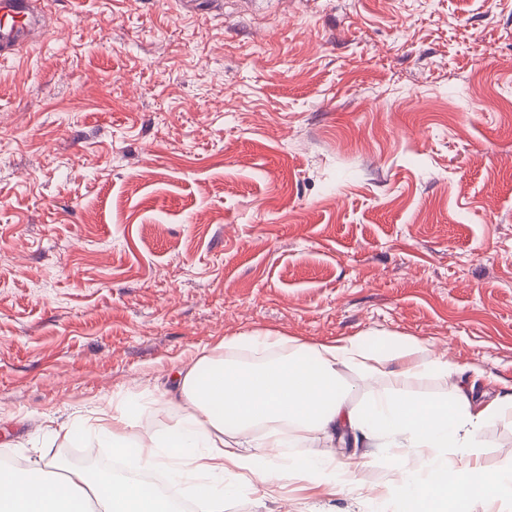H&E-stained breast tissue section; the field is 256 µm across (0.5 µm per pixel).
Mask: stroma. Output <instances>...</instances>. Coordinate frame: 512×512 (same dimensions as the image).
<instances>
[{
	"label": "stroma",
	"mask_w": 512,
	"mask_h": 512,
	"mask_svg": "<svg viewBox=\"0 0 512 512\" xmlns=\"http://www.w3.org/2000/svg\"><path fill=\"white\" fill-rule=\"evenodd\" d=\"M48 0L0 61V454L163 392L223 338L369 330L512 383V0ZM476 459L512 462V413ZM255 481L224 512H393L399 460Z\"/></svg>",
	"instance_id": "35a3bbf8"
}]
</instances>
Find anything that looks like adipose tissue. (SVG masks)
Instances as JSON below:
<instances>
[{"label": "adipose tissue", "mask_w": 512, "mask_h": 512, "mask_svg": "<svg viewBox=\"0 0 512 512\" xmlns=\"http://www.w3.org/2000/svg\"><path fill=\"white\" fill-rule=\"evenodd\" d=\"M391 363L399 366L391 374L395 391L362 409L351 408L341 370L374 379ZM450 370L447 354L428 355L423 342L385 331L312 346L298 343L278 360L239 364L205 354L181 372L176 394L161 402L172 421L137 444L133 463L145 470L167 469L186 484L194 512H224L227 480L247 474L269 481L297 472L344 483L348 470L312 448L321 436L414 449V464L399 473L397 512H423L428 502L436 504V512H473L479 501L512 500V466L490 473L452 462L480 447L485 423L512 408V384L480 407L457 384L444 398L405 389L408 380L426 373L444 377ZM133 425L131 412L116 411L98 426L74 422L58 433L74 442L94 438L99 447L122 455ZM286 447L306 453L285 463L259 454L263 448ZM92 499L102 512H178L154 485L122 474L94 477L54 461L27 469L0 467V512H90Z\"/></svg>", "instance_id": "obj_1"}]
</instances>
